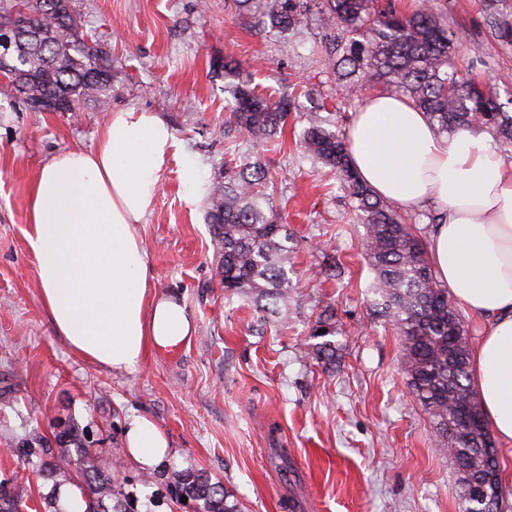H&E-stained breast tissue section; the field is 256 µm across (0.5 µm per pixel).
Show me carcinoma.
Wrapping results in <instances>:
<instances>
[{"mask_svg": "<svg viewBox=\"0 0 512 512\" xmlns=\"http://www.w3.org/2000/svg\"><path fill=\"white\" fill-rule=\"evenodd\" d=\"M233 2L248 10L259 4L264 25L279 33L303 17L304 0ZM316 5L321 24L342 32L326 54L348 95L367 78L374 93L409 99L439 132L486 131L502 152L512 154V82H502L503 99L476 79L473 67L458 66L460 35L441 13L425 2L411 13L391 5L381 8L376 0H317ZM6 42L11 55L0 59V71L7 74L5 94L32 110L47 103L56 112L109 105L112 61L83 30L73 0H0V54L8 49ZM232 97L224 136L247 139L251 153L210 183L207 220L225 291L279 314L291 295L286 264L292 234L268 193L273 181L263 155L283 144L292 96L273 100L241 84ZM306 123L299 138L303 153L333 172L364 225L361 251L376 273L372 293L380 297L379 314L401 337L409 384L432 418L438 445L454 462L464 512H501L505 491L487 421L466 432V440L448 432L468 404L482 412L469 370L465 317L435 276L425 239L412 232V219L376 196L350 166L345 116L308 112ZM331 320L332 314H326L313 330L324 341L315 344L312 354L328 362L336 356V342L329 340L336 333ZM77 479L85 512H126L115 501L112 474L89 463ZM476 482L488 483V500L471 495ZM180 484L188 498L200 503V512H241L238 503L228 501L231 494L202 473L185 472ZM106 498L114 499L112 507L105 505Z\"/></svg>", "mask_w": 512, "mask_h": 512, "instance_id": "obj_1", "label": "carcinoma"}]
</instances>
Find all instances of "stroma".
I'll list each match as a JSON object with an SVG mask.
<instances>
[{"mask_svg":"<svg viewBox=\"0 0 512 512\" xmlns=\"http://www.w3.org/2000/svg\"><path fill=\"white\" fill-rule=\"evenodd\" d=\"M433 3L463 34L459 64L476 62L489 85L512 79V42L495 35L497 19L512 20V0ZM74 5L112 60L111 109L157 114L180 144L138 232L156 291L179 293L197 328L177 357L150 351L133 372L98 366L56 335L24 235L26 191L57 153L91 148L108 115L90 106L34 112L0 94V491L34 495L54 512L53 487L75 481L80 467L76 448L54 440L72 427L116 478L128 512H197L181 499L185 471L221 482L242 512H460L458 473L412 394L402 341L374 311L364 227L335 177L296 146L305 113L350 114L362 104L326 65L333 30L311 9L281 35L228 0ZM229 57L239 64L232 74ZM241 82L274 99L297 96L281 150L264 155L294 235L287 268L297 288L283 315L225 293L206 219L208 184L248 148L224 136V88ZM327 254L345 264L341 278L320 274ZM327 307L336 313L332 369L311 353ZM139 415L169 441V456L147 471L121 453ZM58 457L68 467L50 471Z\"/></svg>","mask_w":512,"mask_h":512,"instance_id":"1","label":"stroma"}]
</instances>
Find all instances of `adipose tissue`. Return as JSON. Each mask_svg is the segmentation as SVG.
I'll list each match as a JSON object with an SVG mask.
<instances>
[{
  "label": "adipose tissue",
  "mask_w": 512,
  "mask_h": 512,
  "mask_svg": "<svg viewBox=\"0 0 512 512\" xmlns=\"http://www.w3.org/2000/svg\"><path fill=\"white\" fill-rule=\"evenodd\" d=\"M346 132L350 164L377 196L404 212L438 207L429 260L457 306L480 323L472 376L512 457V163L487 133H439L403 97L366 99ZM178 151L156 114L117 111L94 147L58 153L28 189L25 238L54 330L112 370H135L150 350L195 332L184 301L155 292L137 229ZM124 438V456L145 470L170 452L145 416L128 423Z\"/></svg>",
  "instance_id": "ef3b65f1"
}]
</instances>
